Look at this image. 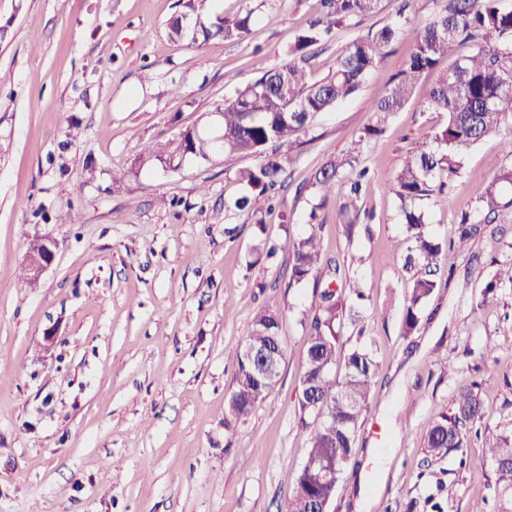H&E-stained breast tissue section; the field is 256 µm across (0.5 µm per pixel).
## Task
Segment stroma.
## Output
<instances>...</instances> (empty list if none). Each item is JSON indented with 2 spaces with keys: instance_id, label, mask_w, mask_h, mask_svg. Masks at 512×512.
Instances as JSON below:
<instances>
[{
  "instance_id": "1",
  "label": "stroma",
  "mask_w": 512,
  "mask_h": 512,
  "mask_svg": "<svg viewBox=\"0 0 512 512\" xmlns=\"http://www.w3.org/2000/svg\"><path fill=\"white\" fill-rule=\"evenodd\" d=\"M400 3L382 0L360 26L336 28L309 81L394 22ZM445 3L411 0L410 23L359 91L282 147L292 160L285 205L257 224L234 206L237 172L255 158L132 165L145 146L223 107L259 68L281 65L319 0H195L255 18L243 41L200 48L166 35L178 0H0V512H285L309 448L297 412L301 319L319 297L313 283L290 285L283 245L312 213L325 261L367 295L365 330L344 326L338 353L363 345L379 364L332 512H356L364 496L370 512H489L485 451L512 427V286H489L512 261V186L499 185L497 211L484 199L512 156L503 132L487 135L465 153L449 202H421L435 236L466 216L483 232L443 256L410 334L393 184L447 122L425 107L447 63L423 74L383 134L362 138L371 104ZM358 145L370 181L350 238L339 213L346 182L326 200L312 182ZM119 170L126 178L113 181ZM43 236L56 241L55 259L29 288L13 273ZM269 305L284 320L280 381L247 420L225 424L242 331ZM473 382L481 420L463 448L425 465L428 430Z\"/></svg>"
}]
</instances>
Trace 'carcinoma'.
Instances as JSON below:
<instances>
[{"mask_svg":"<svg viewBox=\"0 0 512 512\" xmlns=\"http://www.w3.org/2000/svg\"><path fill=\"white\" fill-rule=\"evenodd\" d=\"M501 2L448 0L446 7L419 30L400 78L370 107L375 124L365 128L366 138L383 132L390 116L409 101L415 80L423 72L444 58H454L426 100L427 109L448 113V123L419 146L394 181L404 217L398 253L411 273L405 311L410 333L419 325L422 309L436 287L442 252L467 246L482 231L477 224L464 223L457 237L440 239L425 230L424 215L416 203L424 199L448 202V181L457 174L463 155L486 135L512 126V9L503 8ZM321 5L322 15L297 35L285 51L281 66L262 70L258 78L225 100L220 143L213 142L205 127L194 125L173 141L145 147L137 158L139 167L159 163L166 168L180 161L188 150L193 151V158L203 161L218 155L257 157L255 166L238 172L245 193L234 206L253 216L261 213L258 204L274 200L285 181L287 159L277 150L306 132L319 114L355 94L408 23L405 10H400L396 21L353 41L330 61L328 74L311 83L307 75L316 57L314 47L325 42L334 27L357 25L375 15L380 0H321ZM183 8L184 12L167 23L171 41L198 47L214 41L238 42L253 23L250 11L233 18L222 13L206 14L195 8L194 0H184ZM466 44L470 51L456 55L457 48ZM359 153L355 148L315 174L314 186L325 200L335 191L336 181L345 178L350 182L349 195L340 206V212L346 214L356 209L367 176V170L360 167ZM501 183L512 185V169L502 170L489 185L491 209L496 206L495 195ZM285 247L292 260L290 283H304L322 271L317 225H307L303 233L287 239ZM329 271L330 281L320 292L317 309L301 320L308 347L298 414L302 426L310 429V448L287 512H319L321 504L334 502L339 480L353 455L359 421L373 399L378 365L367 349H352L344 359L341 375L333 373L340 328L347 318L355 316L354 303L364 294L360 283L340 275L339 268L331 267ZM243 335L247 342L278 349V362H283L282 317L277 310H260ZM280 371L278 366L271 380L259 381L250 364L236 360L235 386L224 406V425L246 419L262 405L279 381ZM322 405L333 411V419H318ZM480 418V402L473 386L461 388L454 407L426 434L425 461L431 463L463 447L460 425ZM486 453L494 464L495 512H512V434L499 436Z\"/></svg>","mask_w":512,"mask_h":512,"instance_id":"carcinoma-1","label":"carcinoma"}]
</instances>
